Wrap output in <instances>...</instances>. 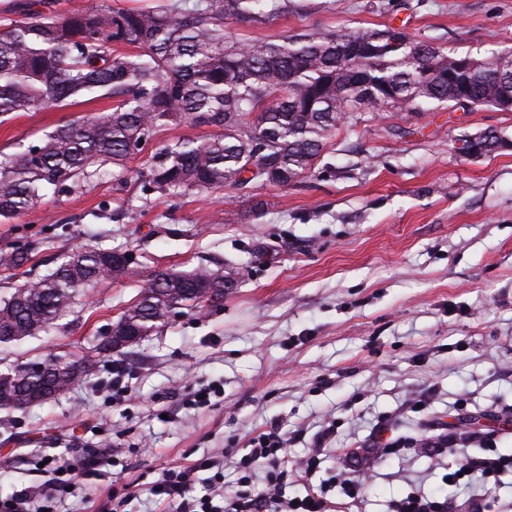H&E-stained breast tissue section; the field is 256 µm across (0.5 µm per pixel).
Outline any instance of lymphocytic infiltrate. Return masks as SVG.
<instances>
[{
    "mask_svg": "<svg viewBox=\"0 0 512 512\" xmlns=\"http://www.w3.org/2000/svg\"><path fill=\"white\" fill-rule=\"evenodd\" d=\"M335 433V423H328L312 448L295 461L288 458L289 437L281 425L274 424L257 433L232 461L239 474L240 488L229 497L224 494L225 461L215 455L164 470L148 492L157 502L175 505L176 512H335L328 498L330 489L338 488L347 498L356 499L371 474L367 467L355 474L343 471L334 485H313L312 478ZM468 440L467 433L459 431L437 435L430 443L443 457L444 479L448 484H497L503 476L512 474V454L498 452L491 442H483L480 452L460 454L459 445ZM111 463V457L104 455L79 462L66 453L48 456L44 469L50 474L49 480L0 498V512H33L37 501L46 507L57 504L68 495L78 476L94 475ZM260 465L266 469V490L257 495L252 491V477ZM290 482L302 485L304 495L286 497L285 488Z\"/></svg>",
    "mask_w": 512,
    "mask_h": 512,
    "instance_id": "obj_1",
    "label": "lymphocytic infiltrate"
}]
</instances>
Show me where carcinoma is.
<instances>
[{
    "label": "carcinoma",
    "mask_w": 512,
    "mask_h": 512,
    "mask_svg": "<svg viewBox=\"0 0 512 512\" xmlns=\"http://www.w3.org/2000/svg\"><path fill=\"white\" fill-rule=\"evenodd\" d=\"M276 0H195L162 10L100 6L46 12L29 4L24 17L0 32V116L68 106L81 98H116L110 112L59 125L39 142L0 152V222L40 201L112 173L126 181V160L154 143L158 132L186 121L215 129L209 140L180 137L155 149L140 172L145 198L180 197L256 182L287 186L312 170L336 126L362 112H423L456 106L500 109L499 92L512 83V53L473 57L468 81L455 61L426 40L396 28L302 34L281 45L224 41V19L241 24L279 16ZM397 36L398 48L389 47ZM376 40L375 52L353 66L342 50ZM483 154L498 152L501 136L479 132ZM119 251L79 248L57 256L50 273L29 278L0 298V345L47 332L71 312L83 288L138 275L117 263ZM28 252L0 249V270L22 268ZM224 268L155 272L137 301L100 342L62 356L43 373L0 370V411L29 406L34 395L58 397L97 371L101 354L158 332L172 317L201 312L224 300Z\"/></svg>",
    "instance_id": "carcinoma-1"
}]
</instances>
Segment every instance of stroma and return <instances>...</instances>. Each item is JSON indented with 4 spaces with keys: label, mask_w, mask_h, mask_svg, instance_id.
<instances>
[{
    "label": "stroma",
    "mask_w": 512,
    "mask_h": 512,
    "mask_svg": "<svg viewBox=\"0 0 512 512\" xmlns=\"http://www.w3.org/2000/svg\"><path fill=\"white\" fill-rule=\"evenodd\" d=\"M389 26L448 54L480 57L512 50V0H288L287 12L266 24L225 20L224 35L280 44L302 33ZM113 104L9 114L0 120V150L37 143ZM487 128L512 139V112L367 113L339 125L295 183L151 200L131 220L119 211L141 195L143 153L129 160L126 185L107 174L0 223V249L29 244L34 275L51 270L59 250L85 246L129 253L139 272L80 296L51 332L0 346V369L97 344L154 269H250L220 305L177 314L126 353L104 357L65 395L0 413V497L46 481L45 456L109 447L113 470L79 479L65 512H102L115 490L129 498V512H165L147 491L164 470L244 447L273 423L293 434L288 456L296 459L332 421L334 452L315 482L374 465L350 512H388L410 492L442 490L454 512H512V476L484 489H446L438 457L418 445L427 423L447 429L476 416L484 421L476 440L512 454L504 427L512 421V149L458 150ZM116 383L128 388L118 405ZM190 387L215 395L189 406ZM425 392L428 408L408 410ZM398 438L411 448L373 461V441Z\"/></svg>",
    "instance_id": "35a3bbf8"
}]
</instances>
